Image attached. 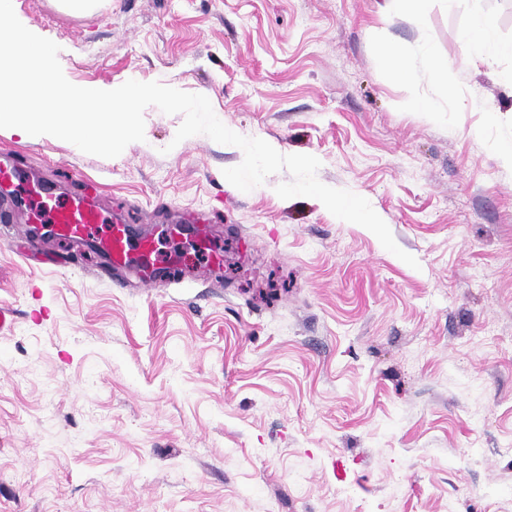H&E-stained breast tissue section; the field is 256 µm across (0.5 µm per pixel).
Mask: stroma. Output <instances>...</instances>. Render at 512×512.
Listing matches in <instances>:
<instances>
[{"mask_svg":"<svg viewBox=\"0 0 512 512\" xmlns=\"http://www.w3.org/2000/svg\"><path fill=\"white\" fill-rule=\"evenodd\" d=\"M383 4L15 0L73 82L206 96L234 132L317 157L419 265L280 198L288 171L240 191L239 148L175 142L181 115L154 106L111 159L1 135L17 192L97 180L158 267L150 288L95 278L96 253L0 223V512H512V57L486 66L457 38L481 12L512 42V0L388 21ZM424 38L447 81L420 74Z\"/></svg>","mask_w":512,"mask_h":512,"instance_id":"obj_1","label":"stroma"}]
</instances>
